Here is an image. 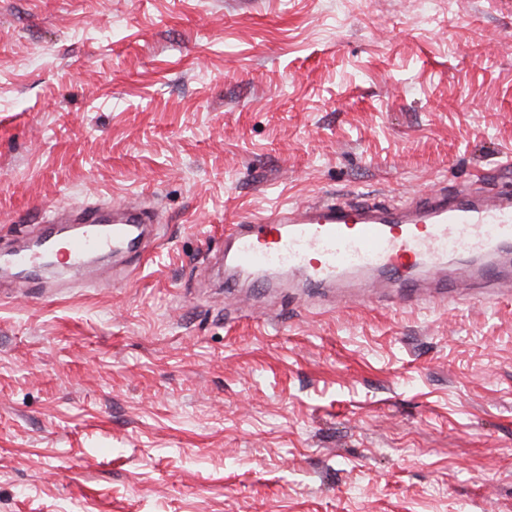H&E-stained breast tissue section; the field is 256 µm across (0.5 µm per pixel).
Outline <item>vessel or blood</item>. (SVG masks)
I'll use <instances>...</instances> for the list:
<instances>
[{
	"mask_svg": "<svg viewBox=\"0 0 512 512\" xmlns=\"http://www.w3.org/2000/svg\"><path fill=\"white\" fill-rule=\"evenodd\" d=\"M146 229L145 219L132 213L123 220L86 217L66 241L68 274L85 277L96 252L140 246ZM225 239L224 260L238 274L282 270L297 288H337L351 274L366 273L397 288L400 301L434 304L446 298L452 282L423 283L419 270L466 254L477 259L468 277L480 293L512 296V282L485 263L512 247V193L484 192L471 183L393 210L327 200L280 207L231 225Z\"/></svg>",
	"mask_w": 512,
	"mask_h": 512,
	"instance_id": "obj_1",
	"label": "vessel or blood"
}]
</instances>
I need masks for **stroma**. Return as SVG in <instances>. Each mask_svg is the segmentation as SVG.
Instances as JSON below:
<instances>
[{
  "mask_svg": "<svg viewBox=\"0 0 512 512\" xmlns=\"http://www.w3.org/2000/svg\"><path fill=\"white\" fill-rule=\"evenodd\" d=\"M512 0H0V512H512V298L229 288L240 218L512 190ZM147 221L129 213L125 220L93 214L80 224L81 230L66 241L67 259L64 267L75 279L85 277L92 255L112 250V255L141 245L147 229Z\"/></svg>",
  "mask_w": 512,
  "mask_h": 512,
  "instance_id": "35a3bbf8",
  "label": "stroma"
}]
</instances>
